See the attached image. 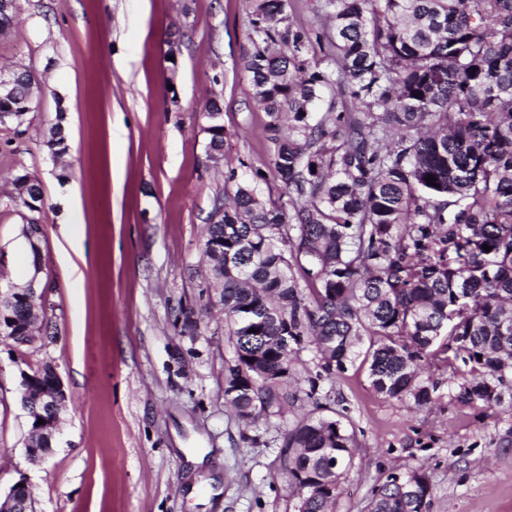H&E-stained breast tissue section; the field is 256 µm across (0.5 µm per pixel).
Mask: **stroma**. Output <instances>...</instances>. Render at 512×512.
<instances>
[{
	"instance_id": "stroma-1",
	"label": "stroma",
	"mask_w": 512,
	"mask_h": 512,
	"mask_svg": "<svg viewBox=\"0 0 512 512\" xmlns=\"http://www.w3.org/2000/svg\"><path fill=\"white\" fill-rule=\"evenodd\" d=\"M250 3L17 0L0 72L29 69L47 91L22 127L0 124V290L41 264L55 336L0 337V494L25 481L34 512H298L282 433L319 409L356 440L332 512H368L378 486L420 467L429 512H512V389L490 407L465 403L439 361L422 373L436 388L429 409L377 393L358 360L322 374L312 345L295 371L303 388L317 378L319 403L249 426L225 406L234 348L203 247L229 169L245 179L269 161L268 117L240 62ZM211 100L223 109L220 164L206 158ZM60 111L68 151L57 163L43 140ZM23 171L42 186L36 254L22 232L29 210L10 192ZM68 222L76 237L62 233ZM47 362L68 401L51 457L34 465L20 374Z\"/></svg>"
}]
</instances>
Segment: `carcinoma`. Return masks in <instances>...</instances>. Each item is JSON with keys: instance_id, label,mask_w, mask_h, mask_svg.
<instances>
[{"instance_id": "1", "label": "carcinoma", "mask_w": 512, "mask_h": 512, "mask_svg": "<svg viewBox=\"0 0 512 512\" xmlns=\"http://www.w3.org/2000/svg\"><path fill=\"white\" fill-rule=\"evenodd\" d=\"M290 5L251 0L241 52L288 199H260L255 170L215 199L204 243L222 238L236 259L208 258L234 347L227 403L249 425L298 400L292 354L309 342L325 372L362 355L376 392L419 409L435 393L423 365L460 362V398L492 404L512 376V0H319L328 27L314 40L292 29ZM10 79L0 124L19 127L40 80L27 69ZM327 93L326 111H313ZM205 112L212 159L224 150L222 108ZM63 119L45 140L53 157L66 152ZM11 185L39 211L36 179ZM247 312L263 318L253 332L236 322ZM11 315L1 336L41 333L25 307ZM282 438L300 512H330L353 434L306 416ZM431 495L417 469L380 486L371 512H428Z\"/></svg>"}]
</instances>
